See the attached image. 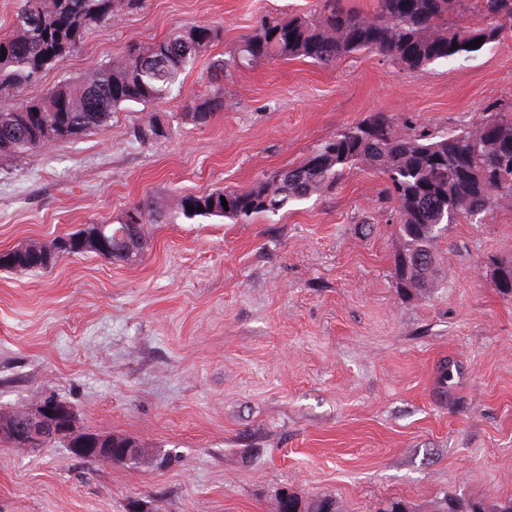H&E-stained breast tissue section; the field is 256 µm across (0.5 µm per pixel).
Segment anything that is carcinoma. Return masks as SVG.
<instances>
[{
  "instance_id": "obj_1",
  "label": "carcinoma",
  "mask_w": 512,
  "mask_h": 512,
  "mask_svg": "<svg viewBox=\"0 0 512 512\" xmlns=\"http://www.w3.org/2000/svg\"><path fill=\"white\" fill-rule=\"evenodd\" d=\"M310 15L264 18L229 58L210 62L212 90L185 105L197 125H206L224 109V72L261 61L309 59L332 67L342 58L370 51L408 72H421L458 56L470 55L512 32V0H375L364 12L350 0H317ZM144 0H18L13 29L0 35V157L20 158L56 141H74L104 125L115 110L163 102L180 86L181 75L222 38L223 29L196 24L153 44L134 42L126 53L88 78L64 81L47 97L4 106L3 100L33 83L80 48L88 32L137 12ZM480 15L484 23L467 27L459 18ZM483 39L468 48L466 44ZM458 48H453V45ZM488 114L446 133L425 129L408 136L396 131L395 118L383 112L340 129L301 165L282 169L279 182L264 176L246 189H217L184 194L166 207L149 197L136 202L138 223L129 229V212L112 228L110 245L136 261L143 254L149 225L179 219L227 218L249 223L272 218L340 183L346 171L364 165L381 175L384 198L394 204L399 246L394 278L417 292L437 285L434 245L452 224H482L504 200L512 199V106L486 108ZM141 141L167 138L170 128L158 118L138 126ZM228 206H223L221 198ZM194 211H188V208ZM92 225L65 234L61 253L32 242L22 251H0V268L50 270L68 256L92 251ZM422 261L402 268V257ZM276 512H341L331 496L302 499L282 490ZM433 512H512V497L448 496Z\"/></svg>"
}]
</instances>
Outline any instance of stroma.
Listing matches in <instances>:
<instances>
[{"instance_id": "obj_1", "label": "stroma", "mask_w": 512, "mask_h": 512, "mask_svg": "<svg viewBox=\"0 0 512 512\" xmlns=\"http://www.w3.org/2000/svg\"><path fill=\"white\" fill-rule=\"evenodd\" d=\"M315 0H145L89 34L15 102L38 100L176 29L216 23L181 94L132 105L77 141L0 159V250L116 222L145 196L244 188L303 162L374 112L397 131H451L512 102V37L424 72L365 51L230 71L224 109L184 123L265 16ZM168 138L135 139L151 117ZM382 179L351 169L335 191L247 224H155L136 262L94 254L47 271L0 269V415L67 404L80 432L176 455L156 470L99 464L55 446H0V512H275V494L336 497L342 512L401 498L512 495V297L487 273L512 258V201L484 224L450 225L439 285L396 287L397 225Z\"/></svg>"}]
</instances>
